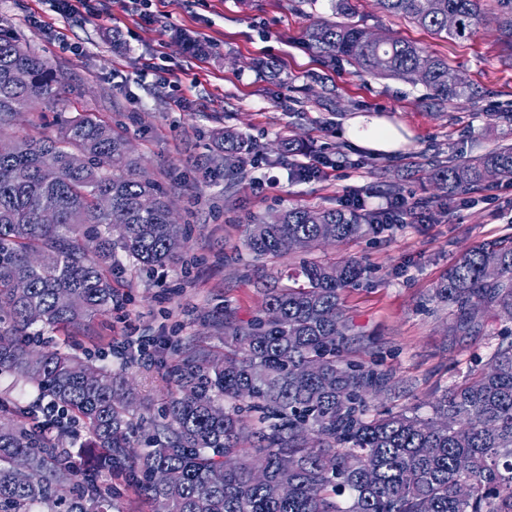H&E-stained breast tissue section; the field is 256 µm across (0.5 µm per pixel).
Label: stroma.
I'll list each match as a JSON object with an SVG mask.
<instances>
[{
	"label": "stroma",
	"instance_id": "35a3bbf8",
	"mask_svg": "<svg viewBox=\"0 0 512 512\" xmlns=\"http://www.w3.org/2000/svg\"><path fill=\"white\" fill-rule=\"evenodd\" d=\"M336 3L155 0L164 20L153 23L120 0H105L99 19L60 18L55 0H0V33L46 59L64 85L50 102L15 113L0 134H52L65 120L97 113L129 137L143 175L168 186L176 222L192 230L189 250L154 273L116 263L120 307L105 322L72 331L85 346L109 348V362L154 406L176 393L174 371L196 348L223 352L225 317L248 320L298 263L291 253L259 260L243 247L254 217L290 206L338 208L349 194L369 209L397 193L429 202V223L391 225L314 253L371 266L342 303L358 335L351 358L379 356L391 375L376 407L430 415L431 403L497 347L489 331L455 335L451 311L433 293L462 254L512 236V178L465 193H444L430 182L436 161L512 145V125L500 118L512 112V39L494 21L495 0H483L486 18L468 40L431 34L386 13L378 0H351L346 17ZM340 20L447 58L466 94L441 105L422 85L358 73L345 58L326 62L306 48V29ZM57 26L66 46L51 34ZM151 59L174 72L177 87L145 73ZM374 120L398 130L395 150L369 146L364 132ZM227 129L251 141L256 155L234 178L215 145ZM285 141L292 151H281ZM309 153L323 155L322 177L296 173ZM273 176L274 188L267 184ZM144 336L153 342L146 360L129 347Z\"/></svg>",
	"mask_w": 512,
	"mask_h": 512
}]
</instances>
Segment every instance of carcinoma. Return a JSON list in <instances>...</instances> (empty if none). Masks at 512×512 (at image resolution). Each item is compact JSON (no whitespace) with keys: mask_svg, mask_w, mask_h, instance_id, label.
Instances as JSON below:
<instances>
[{"mask_svg":"<svg viewBox=\"0 0 512 512\" xmlns=\"http://www.w3.org/2000/svg\"><path fill=\"white\" fill-rule=\"evenodd\" d=\"M378 2L447 38L468 39L482 21L481 0ZM495 3L498 28L512 34V0ZM307 41L359 73L412 81L420 70L418 83L441 103L465 94L448 83V61L413 42H373L365 29L340 22L314 25ZM16 70L29 73L28 84L12 81ZM60 84L39 55L0 36V124L51 99ZM248 148L230 130L218 144L230 155ZM47 166L57 171L51 183L42 176ZM141 167L127 136L91 114L65 121L55 135L0 137V375L81 420L92 434L93 464L133 460L139 493L155 512H512V328L500 330L488 362L436 400L431 416L370 412V398L387 390L390 377L348 357L353 325L341 303L369 265L311 257L326 239L384 228L353 208L292 207L251 225L243 246L256 258L300 256L293 283L267 293L246 322L225 328L224 354L190 356L179 393L156 413L88 350L56 343L31 351L25 336L112 313L118 255L151 271L188 248L167 191L142 179ZM494 169L512 170L511 146L473 162L439 161L430 179L441 190L467 191ZM103 194L112 198L109 210L98 206ZM45 196L56 203L54 224L38 219ZM434 298L452 309L462 336L484 330L471 317L476 308L512 322V237L463 254ZM2 417L0 512H112V489L79 478L60 449L25 424L28 411L3 402ZM285 457L295 467L282 468ZM257 458L263 481L254 475ZM281 482L291 487L286 497L272 490Z\"/></svg>","mask_w":512,"mask_h":512,"instance_id":"cac0c4a2","label":"carcinoma"}]
</instances>
